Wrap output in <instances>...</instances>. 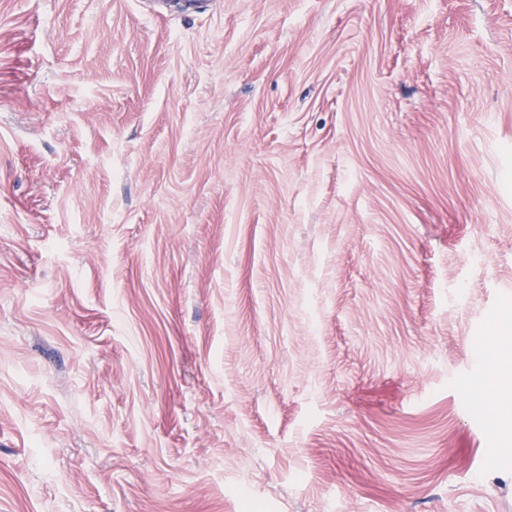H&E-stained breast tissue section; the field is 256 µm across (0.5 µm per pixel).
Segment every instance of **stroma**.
Masks as SVG:
<instances>
[{
  "mask_svg": "<svg viewBox=\"0 0 512 512\" xmlns=\"http://www.w3.org/2000/svg\"><path fill=\"white\" fill-rule=\"evenodd\" d=\"M512 0H0V512H512Z\"/></svg>",
  "mask_w": 512,
  "mask_h": 512,
  "instance_id": "1",
  "label": "stroma"
}]
</instances>
